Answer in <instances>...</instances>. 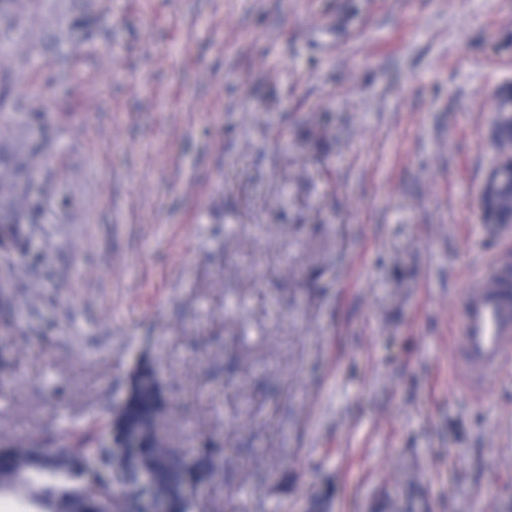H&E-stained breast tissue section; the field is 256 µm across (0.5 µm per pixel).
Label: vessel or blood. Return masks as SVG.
I'll return each mask as SVG.
<instances>
[{"instance_id":"b4317fda","label":"vessel or blood","mask_w":512,"mask_h":512,"mask_svg":"<svg viewBox=\"0 0 512 512\" xmlns=\"http://www.w3.org/2000/svg\"><path fill=\"white\" fill-rule=\"evenodd\" d=\"M460 362L486 387L512 364V264L496 263L466 289L459 322Z\"/></svg>"}]
</instances>
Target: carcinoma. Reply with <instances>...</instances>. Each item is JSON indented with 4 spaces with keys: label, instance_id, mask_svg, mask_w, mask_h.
Segmentation results:
<instances>
[{
    "label": "carcinoma",
    "instance_id": "carcinoma-1",
    "mask_svg": "<svg viewBox=\"0 0 512 512\" xmlns=\"http://www.w3.org/2000/svg\"><path fill=\"white\" fill-rule=\"evenodd\" d=\"M39 164L40 152L33 147L19 166L4 176L12 189L11 206L18 213L32 210L29 193L19 186L18 177L34 178ZM127 383L131 387L128 401L94 419L88 430L47 445L31 437L1 447L0 489L23 492L45 512H101V501L92 486L108 471L112 474L110 512H155L160 505L166 512H193V493L220 474L222 449L181 452L156 436L152 417L159 405L162 382L150 360H144L138 374ZM103 428L113 430L117 442L128 432H136L139 448L134 457L122 459L116 456V449L104 447L96 437ZM139 459L157 470V487L142 485Z\"/></svg>",
    "mask_w": 512,
    "mask_h": 512
}]
</instances>
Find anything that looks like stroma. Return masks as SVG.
<instances>
[{"label":"stroma","instance_id":"obj_1","mask_svg":"<svg viewBox=\"0 0 512 512\" xmlns=\"http://www.w3.org/2000/svg\"><path fill=\"white\" fill-rule=\"evenodd\" d=\"M0 47V151L43 146L0 443L147 357L209 512H512V369L456 362L512 0H0Z\"/></svg>","mask_w":512,"mask_h":512}]
</instances>
